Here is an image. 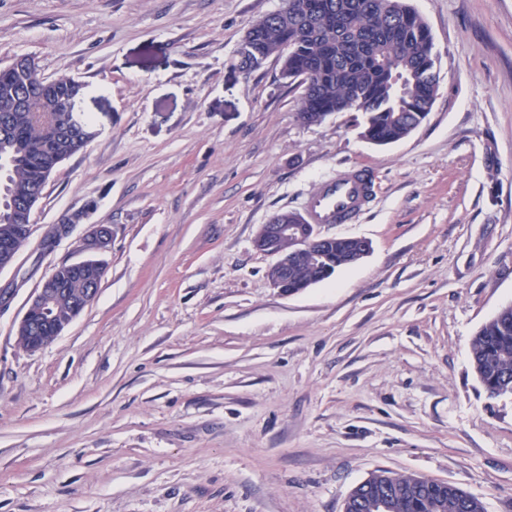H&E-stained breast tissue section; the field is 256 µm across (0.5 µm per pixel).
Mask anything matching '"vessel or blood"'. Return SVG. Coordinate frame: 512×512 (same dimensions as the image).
Listing matches in <instances>:
<instances>
[{"instance_id": "b4317fda", "label": "vessel or blood", "mask_w": 512, "mask_h": 512, "mask_svg": "<svg viewBox=\"0 0 512 512\" xmlns=\"http://www.w3.org/2000/svg\"><path fill=\"white\" fill-rule=\"evenodd\" d=\"M370 196L371 180L367 174L340 173L314 191L306 215L315 224H341L352 219Z\"/></svg>"}]
</instances>
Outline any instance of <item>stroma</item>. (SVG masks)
I'll use <instances>...</instances> for the list:
<instances>
[{
	"instance_id": "1",
	"label": "stroma",
	"mask_w": 512,
	"mask_h": 512,
	"mask_svg": "<svg viewBox=\"0 0 512 512\" xmlns=\"http://www.w3.org/2000/svg\"><path fill=\"white\" fill-rule=\"evenodd\" d=\"M407 2L438 92L377 146L357 112L302 123L277 57L239 68L282 0H0V68L27 56L85 82L95 132L0 271V512H342L380 469L512 512V399L489 397L470 356L512 304V0ZM351 166L373 197L320 231L371 253L280 293L260 225ZM96 224V299L25 350L30 295Z\"/></svg>"
}]
</instances>
